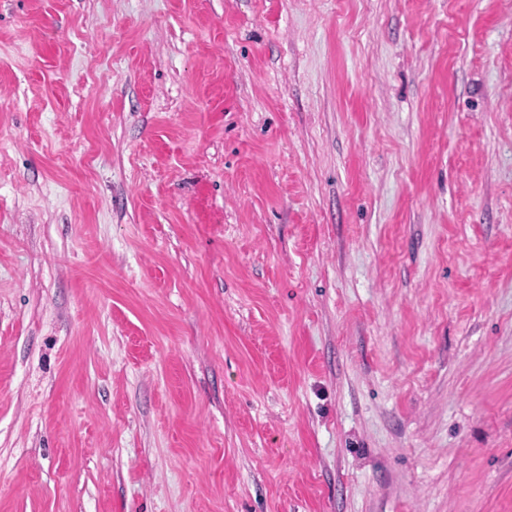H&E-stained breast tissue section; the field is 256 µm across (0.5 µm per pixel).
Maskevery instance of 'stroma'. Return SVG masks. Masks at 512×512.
I'll return each mask as SVG.
<instances>
[{"mask_svg":"<svg viewBox=\"0 0 512 512\" xmlns=\"http://www.w3.org/2000/svg\"><path fill=\"white\" fill-rule=\"evenodd\" d=\"M0 512H512V0H0Z\"/></svg>","mask_w":512,"mask_h":512,"instance_id":"35a3bbf8","label":"stroma"}]
</instances>
